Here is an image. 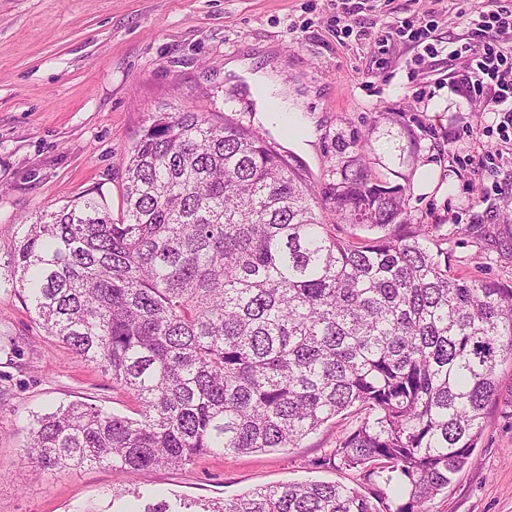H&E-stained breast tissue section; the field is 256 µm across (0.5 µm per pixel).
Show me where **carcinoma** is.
Listing matches in <instances>:
<instances>
[{"label": "carcinoma", "mask_w": 512, "mask_h": 512, "mask_svg": "<svg viewBox=\"0 0 512 512\" xmlns=\"http://www.w3.org/2000/svg\"><path fill=\"white\" fill-rule=\"evenodd\" d=\"M324 198L345 236L260 131L159 112L129 157L120 218L85 196L22 225L11 280L139 415L60 406L31 424V463L184 468L297 448L355 407L334 457L376 500L284 483L203 512H428L488 425L512 285L452 271L440 225L407 223L400 192L360 158Z\"/></svg>", "instance_id": "obj_1"}]
</instances>
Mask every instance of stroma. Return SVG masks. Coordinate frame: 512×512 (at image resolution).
<instances>
[{
    "label": "stroma",
    "instance_id": "35a3bbf8",
    "mask_svg": "<svg viewBox=\"0 0 512 512\" xmlns=\"http://www.w3.org/2000/svg\"><path fill=\"white\" fill-rule=\"evenodd\" d=\"M490 0H364L338 33L336 0H0V512H120L159 499L204 505L287 482L340 483L369 493L331 458L355 415L337 416L299 447L203 455L136 475L105 467L30 473L23 446L35 417L84 401L136 417L110 375L76 358L38 324L9 284L16 232L83 195L122 208L128 155L159 112L196 111L259 130L317 186L335 183L359 144L399 189L413 224H436L453 271L512 285V160L483 135L494 114L458 92L451 53L470 40ZM436 12L435 54L392 36ZM232 59L242 72L226 71ZM275 71L297 119L284 133L261 118L251 76ZM493 164L475 172L471 154ZM430 166L438 187L423 192ZM469 463L429 512H512V359Z\"/></svg>",
    "mask_w": 512,
    "mask_h": 512
}]
</instances>
